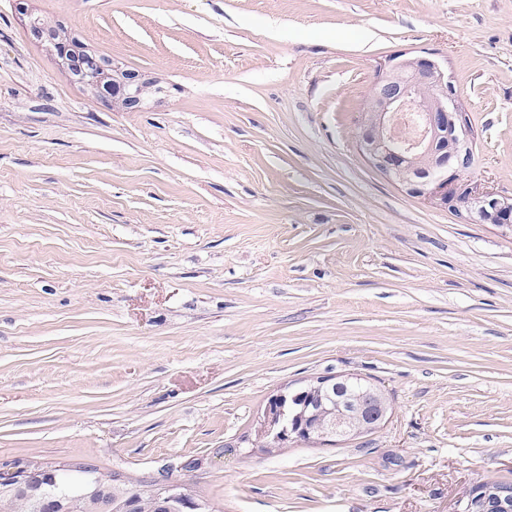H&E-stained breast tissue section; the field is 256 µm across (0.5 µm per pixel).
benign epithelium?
<instances>
[{
  "instance_id": "1",
  "label": "benign epithelium",
  "mask_w": 512,
  "mask_h": 512,
  "mask_svg": "<svg viewBox=\"0 0 512 512\" xmlns=\"http://www.w3.org/2000/svg\"><path fill=\"white\" fill-rule=\"evenodd\" d=\"M25 15L29 35L53 47L58 68L95 96L112 100V107L123 111H140L146 103L143 95L145 90L162 91L161 80L156 73L127 68L108 56L89 52L66 29L46 26L34 12L27 11ZM402 63L404 60L399 58L383 69L371 87L377 108L362 113L359 119L360 126L369 132L358 143L363 158L372 168L402 186L408 194L435 206L456 210L476 223L494 224L502 233L512 234V197L490 191L477 183H468L460 177V171L473 164L468 117L460 108L454 86L448 82L444 63L436 57L422 56L416 67L418 75H432L439 94L435 108L427 114L425 137L407 143L395 134L394 118L405 107L408 95V88L396 86L398 68ZM449 136L455 140V157L448 163V169L430 181L418 180L413 174L416 153L431 150L436 141ZM348 380V375L323 376L316 378L315 383L329 396L345 386ZM287 401V396L282 393L272 396L259 422L263 439L278 448L301 441L329 444L335 437L349 435L351 421L365 415L376 417L370 403L356 405L338 399V412L333 414L327 425L313 431L297 415L291 422L284 423ZM45 476L44 471L30 472L11 464L0 469V493L8 494L24 483L40 481ZM154 490L167 500H181L188 512H198L202 507L198 499L185 494L176 484L159 482ZM453 512H512V495L488 500L474 484L456 501Z\"/></svg>"
}]
</instances>
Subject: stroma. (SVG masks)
Listing matches in <instances>:
<instances>
[{
	"mask_svg": "<svg viewBox=\"0 0 512 512\" xmlns=\"http://www.w3.org/2000/svg\"><path fill=\"white\" fill-rule=\"evenodd\" d=\"M169 90L117 111L0 0V465L197 458L216 512H452L512 478V235L358 149L397 54L446 64L469 178L512 196V0H27ZM354 374L373 433L250 454Z\"/></svg>",
	"mask_w": 512,
	"mask_h": 512,
	"instance_id": "stroma-1",
	"label": "stroma"
}]
</instances>
